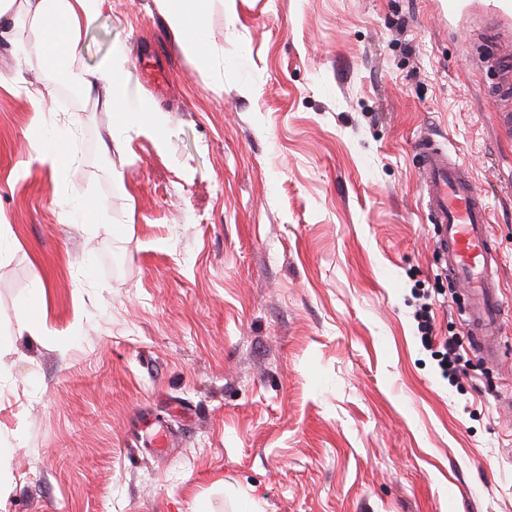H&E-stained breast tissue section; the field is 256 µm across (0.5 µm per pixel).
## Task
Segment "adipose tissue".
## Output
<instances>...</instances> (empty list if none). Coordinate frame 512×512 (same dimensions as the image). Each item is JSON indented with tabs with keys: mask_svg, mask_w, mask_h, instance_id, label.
Listing matches in <instances>:
<instances>
[{
	"mask_svg": "<svg viewBox=\"0 0 512 512\" xmlns=\"http://www.w3.org/2000/svg\"><path fill=\"white\" fill-rule=\"evenodd\" d=\"M105 0H0V36L14 33L20 18H27L25 39L28 54L51 62L66 74L78 63L83 33L95 27ZM213 0H157L172 34L200 67H208L218 53L209 35ZM127 59L112 54L82 79V93L96 106L125 117L124 132H141L145 117L159 111L139 95L130 93L126 79Z\"/></svg>",
	"mask_w": 512,
	"mask_h": 512,
	"instance_id": "1",
	"label": "adipose tissue"
}]
</instances>
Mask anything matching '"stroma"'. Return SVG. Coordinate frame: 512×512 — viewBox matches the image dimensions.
Wrapping results in <instances>:
<instances>
[{
	"label": "stroma",
	"mask_w": 512,
	"mask_h": 512,
	"mask_svg": "<svg viewBox=\"0 0 512 512\" xmlns=\"http://www.w3.org/2000/svg\"><path fill=\"white\" fill-rule=\"evenodd\" d=\"M484 2L450 22L438 0H219L207 72L155 0H108L70 82L124 50L164 120L108 157L113 113L0 38V512H512V135L472 64ZM40 124L74 163L37 162ZM426 133L489 207L496 364L431 238ZM70 197L101 210L66 223ZM423 304L455 380L421 344ZM28 305L41 335L16 332ZM144 414L172 448L139 447ZM415 318L421 343L424 348L432 351V355L434 354L437 357L441 374L449 380L456 378L461 354L458 352L455 342L451 339H445L439 343L437 350H433L436 336H433L434 324L429 308L427 306L421 307L416 312Z\"/></svg>",
	"instance_id": "1"
}]
</instances>
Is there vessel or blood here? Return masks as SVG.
Instances as JSON below:
<instances>
[{"instance_id": "obj_1", "label": "vessel or blood", "mask_w": 512, "mask_h": 512, "mask_svg": "<svg viewBox=\"0 0 512 512\" xmlns=\"http://www.w3.org/2000/svg\"><path fill=\"white\" fill-rule=\"evenodd\" d=\"M487 20L496 41L483 64L498 73L494 96L502 123L511 128L512 0H491ZM413 151L434 243L449 276L466 291L465 323L474 350L485 362H499L505 306L497 291L499 258L489 231L487 204L467 166L449 154L444 143L422 136Z\"/></svg>"}]
</instances>
